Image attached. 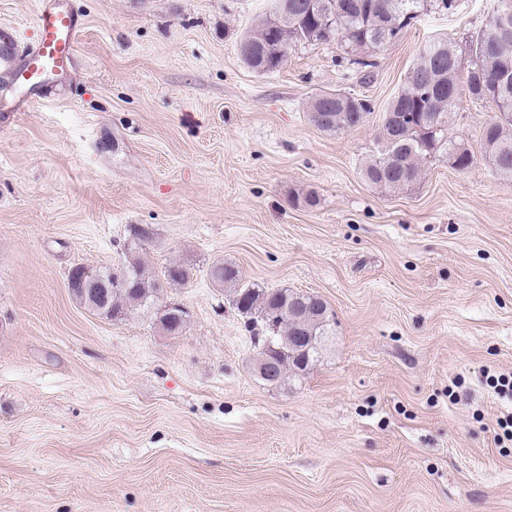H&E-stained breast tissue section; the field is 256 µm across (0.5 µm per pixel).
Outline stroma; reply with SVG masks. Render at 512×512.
I'll return each instance as SVG.
<instances>
[{"instance_id": "35a3bbf8", "label": "stroma", "mask_w": 512, "mask_h": 512, "mask_svg": "<svg viewBox=\"0 0 512 512\" xmlns=\"http://www.w3.org/2000/svg\"><path fill=\"white\" fill-rule=\"evenodd\" d=\"M75 65L0 130V512H512V180L480 155L488 102L448 131L476 155L387 193L361 170L429 40L464 43L494 0L429 9L342 79L336 45L298 44L279 72L239 58L269 0H77ZM367 99L340 135L307 106ZM148 258L191 273L153 314L111 321L71 296L77 264ZM321 297L317 361L271 385L230 290ZM308 120L322 132L340 134L365 125L372 108L368 100L334 89L316 93L308 106ZM326 114L325 122L319 114Z\"/></svg>"}]
</instances>
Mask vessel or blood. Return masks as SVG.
I'll return each instance as SVG.
<instances>
[{"mask_svg":"<svg viewBox=\"0 0 512 512\" xmlns=\"http://www.w3.org/2000/svg\"><path fill=\"white\" fill-rule=\"evenodd\" d=\"M84 23L73 0H40L35 37L20 44L14 26L0 24V73L16 93L0 96V113L26 112L39 105L42 90L67 70L74 58L75 37Z\"/></svg>","mask_w":512,"mask_h":512,"instance_id":"b4317fda","label":"vessel or blood"}]
</instances>
